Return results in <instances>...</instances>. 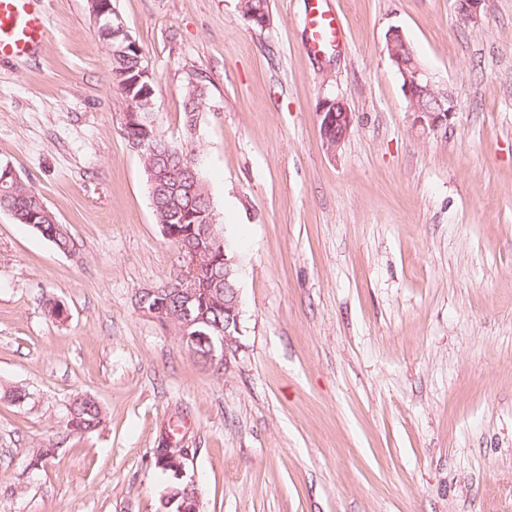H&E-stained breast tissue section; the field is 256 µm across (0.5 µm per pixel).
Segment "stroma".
Masks as SVG:
<instances>
[{"mask_svg": "<svg viewBox=\"0 0 512 512\" xmlns=\"http://www.w3.org/2000/svg\"><path fill=\"white\" fill-rule=\"evenodd\" d=\"M307 2L269 0L260 29L239 0H114L169 136L207 88L201 167L240 263L225 367L136 305L181 258L87 0H49L38 56L0 62V162L76 244L0 211V512H161L171 422L200 512H512V0L467 25L455 0H330L322 53ZM393 27L452 95L447 128L415 129ZM324 98L354 116L334 152ZM83 396L104 421L77 434ZM308 40L311 49L320 51L327 44L339 43L343 33L338 13L328 7V0H309ZM103 421V413L98 401L93 397L78 398L70 405L67 415V425L73 431L86 433L97 429Z\"/></svg>", "mask_w": 512, "mask_h": 512, "instance_id": "35a3bbf8", "label": "stroma"}]
</instances>
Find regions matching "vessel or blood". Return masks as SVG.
Here are the masks:
<instances>
[{
    "label": "vessel or blood",
    "mask_w": 512,
    "mask_h": 512,
    "mask_svg": "<svg viewBox=\"0 0 512 512\" xmlns=\"http://www.w3.org/2000/svg\"><path fill=\"white\" fill-rule=\"evenodd\" d=\"M308 40L311 49L340 42L343 33L338 13L327 0H310ZM46 0H0V62L30 57L46 40Z\"/></svg>",
    "instance_id": "vessel-or-blood-1"
}]
</instances>
